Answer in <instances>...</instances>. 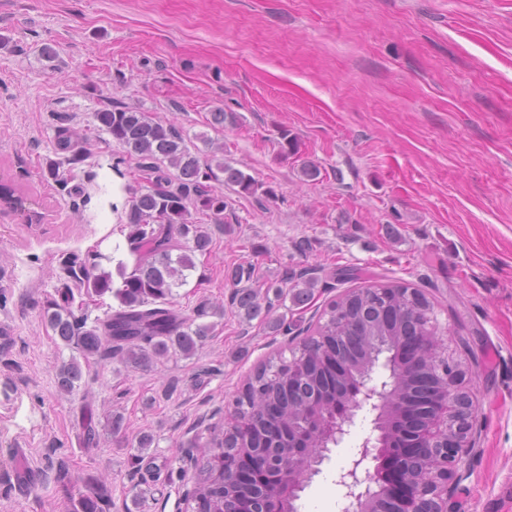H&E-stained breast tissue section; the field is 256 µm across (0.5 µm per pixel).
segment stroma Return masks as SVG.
<instances>
[{"label":"stroma","mask_w":512,"mask_h":512,"mask_svg":"<svg viewBox=\"0 0 512 512\" xmlns=\"http://www.w3.org/2000/svg\"><path fill=\"white\" fill-rule=\"evenodd\" d=\"M111 105L176 126L199 157L223 153L274 192L212 182L229 228L172 298L210 332L194 355L141 369L108 349L82 358L43 317L65 284L87 326L119 308L69 281L68 256L135 263L126 188L147 180L94 118ZM0 176L42 215L0 214V512H70L91 476L108 488L103 512H188L195 462L238 389L355 288L331 284L342 268L432 301L478 408L461 512H512V0H0ZM239 266L256 289L313 267L320 284L306 305L274 300L273 330L233 304ZM73 359L82 376L64 394L56 371ZM373 418L358 411L298 512H341L337 474ZM19 448L42 473L25 497L12 491Z\"/></svg>","instance_id":"35a3bbf8"}]
</instances>
